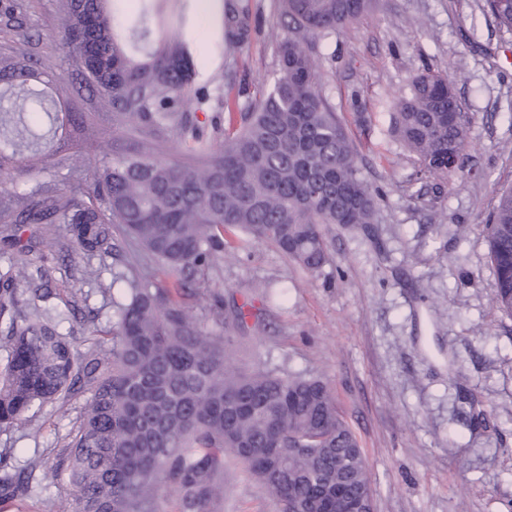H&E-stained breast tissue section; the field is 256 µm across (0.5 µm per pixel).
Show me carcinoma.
Instances as JSON below:
<instances>
[{
	"instance_id": "carcinoma-1",
	"label": "carcinoma",
	"mask_w": 512,
	"mask_h": 512,
	"mask_svg": "<svg viewBox=\"0 0 512 512\" xmlns=\"http://www.w3.org/2000/svg\"><path fill=\"white\" fill-rule=\"evenodd\" d=\"M171 33L154 37L141 8L131 44L113 33L109 0H60L61 42L71 56H87L83 79L112 107L113 128L139 148L91 173L84 185L78 132L85 116L65 113L48 136L58 138V165L73 176L69 190L35 187L0 201V224L10 241L19 224H65L90 257L112 252L118 224L171 275L214 265L237 249L224 234L239 230L269 241L312 272L327 262L322 224L374 223L375 193L359 177L357 154L319 89L309 36L343 28L372 0H276L283 35L276 44L278 78L254 91L234 112L231 94L213 95L198 82L197 21L191 0H171ZM499 28L512 32V0H486ZM93 15L78 28L76 14ZM250 0H223L218 36L226 57L252 38ZM47 62L21 42L0 47V89L16 97L0 115V173L42 163L37 132L55 101ZM225 112L224 127L204 133L196 112ZM470 116L441 74L417 77L410 95L394 103L396 136L441 179L462 156ZM178 142V160L161 159L160 144ZM496 275L495 308L512 317V188L502 191L485 225ZM29 266L0 274V428L22 422L35 403L84 396L76 433L56 450L54 478L67 487L65 512H162L173 493L179 512H221L224 458L261 481L285 512H346L347 497L373 495L362 448L316 378L246 372L226 363L222 341L193 324L173 292L131 289L118 305L112 349L93 344L81 355L58 331L55 317L15 285L31 282ZM11 449L0 451V500L34 495L42 458L20 470Z\"/></svg>"
}]
</instances>
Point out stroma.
Here are the masks:
<instances>
[{
    "mask_svg": "<svg viewBox=\"0 0 512 512\" xmlns=\"http://www.w3.org/2000/svg\"><path fill=\"white\" fill-rule=\"evenodd\" d=\"M274 0H251L256 31L237 57L234 80L248 89L278 76ZM23 30L30 50L75 82L58 42L57 0H30ZM211 0L197 34L202 81L224 87V46ZM320 91L359 154V176L377 188L375 223L322 225L329 261L310 273L274 245L249 240L186 280L180 304L203 334L223 337L227 362L317 377L364 451L375 512H512V317L492 304L495 274L484 226L512 187V34L485 0H375L342 30L313 38ZM432 71L455 85L471 118L461 167L434 180L394 136V99ZM71 104L93 114L80 134L82 171L110 164L135 142L113 130L112 110L89 95ZM44 169L0 174V198L51 183L67 170L41 141ZM32 249L0 244V272L18 260L44 268L45 306L58 330L109 345L104 329L139 283L174 288L140 245L115 232L106 256L88 257L62 224H25ZM98 276L84 278L86 265ZM25 425L0 430L15 466L43 456L47 474L32 512H60L66 485L52 478L54 449L76 418L57 403L33 407ZM223 512H280L265 486L234 459L224 464Z\"/></svg>",
    "mask_w": 512,
    "mask_h": 512,
    "instance_id": "35a3bbf8",
    "label": "stroma"
}]
</instances>
